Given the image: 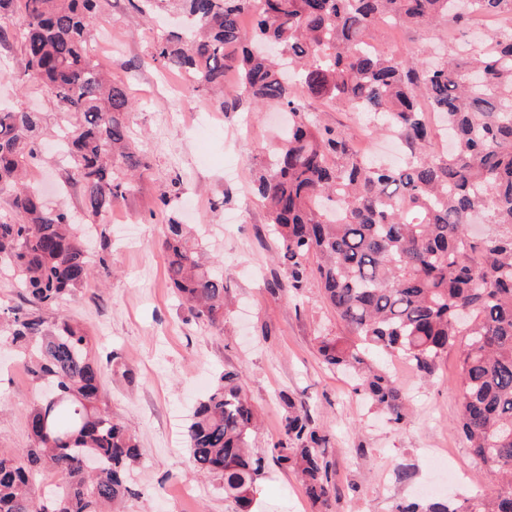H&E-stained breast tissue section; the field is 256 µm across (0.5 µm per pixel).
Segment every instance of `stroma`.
Instances as JSON below:
<instances>
[{
    "instance_id": "stroma-1",
    "label": "stroma",
    "mask_w": 512,
    "mask_h": 512,
    "mask_svg": "<svg viewBox=\"0 0 512 512\" xmlns=\"http://www.w3.org/2000/svg\"><path fill=\"white\" fill-rule=\"evenodd\" d=\"M165 19L146 23L128 0H101L94 32L112 40L95 47L112 78L124 81L134 108L127 122L149 167L130 195L116 204L96 230L112 241V276L94 279L82 292L46 310L48 320L75 319L92 332L97 358L106 355L131 367L135 376L107 378L108 404L127 421L142 452L129 476L132 488L123 512H230L222 490L189 476L185 448L170 449L184 436L193 406L224 370L243 374V389L260 415L254 448L272 447L286 413L284 397L304 403L327 437L340 499L337 512H393L403 500L462 498L492 488L495 478L476 463L459 432L454 387L457 352L449 350L438 371L421 376L403 357L377 354L407 399L405 421L396 425L354 390L352 378L329 370L319 352L325 336L348 330L322 298L317 283L287 288L267 213L253 194L258 163L280 140L277 109L218 110L211 93L190 95L179 79L142 66ZM435 32L380 27L375 41L389 54L423 52ZM22 66L15 48L0 45V101L44 113L55 109L35 76L17 84ZM322 124L342 129L359 153L385 156L387 139L370 135L356 112L324 109ZM49 207L81 208L80 191L66 184L50 146L30 171ZM175 185L169 206L158 191ZM191 225L210 260L224 268L228 310L223 330L196 322L182 308L166 273L160 242L169 216ZM283 288L271 291L273 281ZM0 347V453L29 447L30 410L43 397L40 384ZM410 477L401 481L397 468ZM258 512H312L297 475L268 466L258 483Z\"/></svg>"
}]
</instances>
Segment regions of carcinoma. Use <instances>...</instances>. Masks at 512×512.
Here are the masks:
<instances>
[{
    "mask_svg": "<svg viewBox=\"0 0 512 512\" xmlns=\"http://www.w3.org/2000/svg\"><path fill=\"white\" fill-rule=\"evenodd\" d=\"M100 0H0V44L16 47L22 69L37 76L63 116L51 137L65 136L66 180L99 222L148 167L126 122L125 85L100 69L90 40ZM153 20L171 4L188 23L152 44L149 62L176 72L189 93L224 91L219 109L281 106L293 117L280 147L262 161L255 192L268 214L288 287L310 280L357 337L320 341L333 369L358 374V389L394 423L405 418L400 387L369 362L398 353L423 374L449 349L458 353V427L474 458L495 461L490 495L461 501L399 504L395 512H512V33L483 34L480 50L441 43L430 62L370 51L372 31L397 24L445 27L459 34L472 17L504 20L512 0H130ZM252 15V32L240 18ZM303 94L293 91L284 68ZM451 137L431 154L432 125L421 98ZM362 113L377 132L398 139L404 160L381 167L352 151L345 134L313 115V103ZM45 117L26 108L0 110V271L11 274L19 303L0 309V332L51 392L28 415L32 445L0 454V512H105L129 494L127 472L141 456L136 438L104 400L106 371L91 336L72 319L43 311L107 278L110 243L90 252L69 213L48 208L28 182L45 140ZM481 222L498 233L479 238ZM163 248L168 278L191 317L224 325V270L205 264L198 243L168 218ZM479 255L474 264L473 255ZM280 440L251 450L257 412L240 373L224 371L199 401L187 432L188 470L224 490L231 512H253L267 461L293 469L317 512L336 494L325 435L310 409L283 396ZM51 467L62 484L41 492Z\"/></svg>",
    "mask_w": 512,
    "mask_h": 512,
    "instance_id": "cac0c4a2",
    "label": "carcinoma"
}]
</instances>
